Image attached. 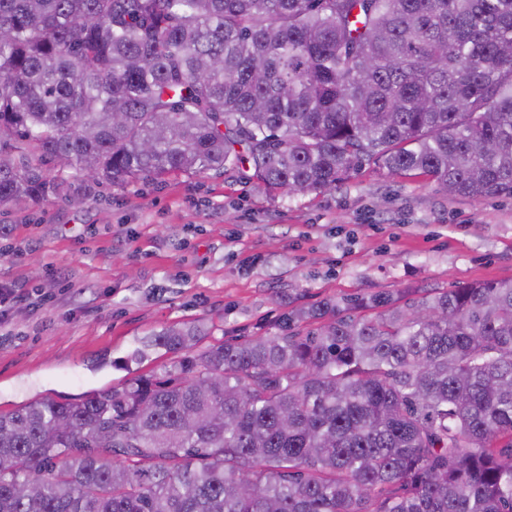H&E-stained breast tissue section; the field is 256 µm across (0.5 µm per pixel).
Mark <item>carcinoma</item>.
I'll use <instances>...</instances> for the list:
<instances>
[{"label": "carcinoma", "mask_w": 512, "mask_h": 512, "mask_svg": "<svg viewBox=\"0 0 512 512\" xmlns=\"http://www.w3.org/2000/svg\"><path fill=\"white\" fill-rule=\"evenodd\" d=\"M371 163L512 197V0H0L1 204ZM207 335L0 414V512H512V280L288 296L272 332Z\"/></svg>", "instance_id": "cac0c4a2"}]
</instances>
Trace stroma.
<instances>
[{"instance_id":"stroma-1","label":"stroma","mask_w":512,"mask_h":512,"mask_svg":"<svg viewBox=\"0 0 512 512\" xmlns=\"http://www.w3.org/2000/svg\"><path fill=\"white\" fill-rule=\"evenodd\" d=\"M0 227V286L26 294L0 310L3 413L162 372L169 354L144 343L168 326L203 321L213 342L270 331L285 294L512 279V197L454 199L373 164L326 194L237 170L102 186L77 206L0 204Z\"/></svg>"}]
</instances>
